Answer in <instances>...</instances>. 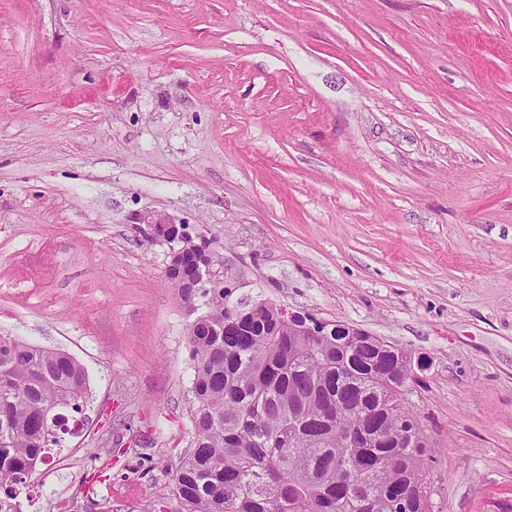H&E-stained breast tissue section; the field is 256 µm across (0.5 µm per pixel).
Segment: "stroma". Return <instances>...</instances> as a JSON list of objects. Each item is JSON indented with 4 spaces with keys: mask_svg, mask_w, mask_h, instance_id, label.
I'll list each match as a JSON object with an SVG mask.
<instances>
[{
    "mask_svg": "<svg viewBox=\"0 0 512 512\" xmlns=\"http://www.w3.org/2000/svg\"><path fill=\"white\" fill-rule=\"evenodd\" d=\"M149 212L231 305L427 358L432 512H512V0H0V336L89 379L23 512H142L192 446Z\"/></svg>",
    "mask_w": 512,
    "mask_h": 512,
    "instance_id": "stroma-1",
    "label": "stroma"
}]
</instances>
